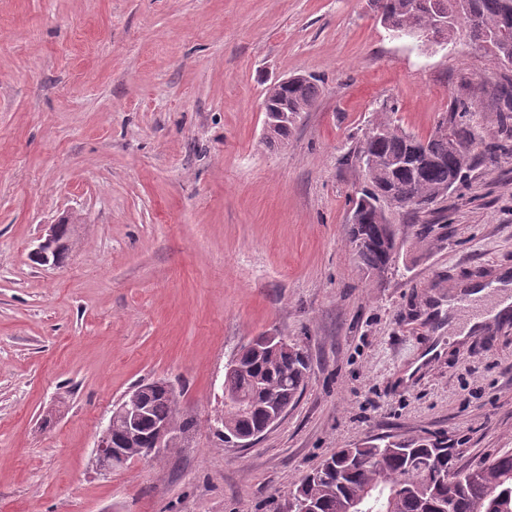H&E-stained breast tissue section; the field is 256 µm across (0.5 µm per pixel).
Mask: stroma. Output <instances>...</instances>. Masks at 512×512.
Returning <instances> with one entry per match:
<instances>
[{
  "instance_id": "35a3bbf8",
  "label": "stroma",
  "mask_w": 512,
  "mask_h": 512,
  "mask_svg": "<svg viewBox=\"0 0 512 512\" xmlns=\"http://www.w3.org/2000/svg\"><path fill=\"white\" fill-rule=\"evenodd\" d=\"M320 95L268 145L269 87ZM512 80L458 29L393 36L368 0H0V512H287L341 448L446 436L463 468L512 449V321L453 338L512 279ZM477 99L503 144L449 194L428 243L391 207L374 276L349 240L355 156L391 118L425 138ZM69 222L58 264L33 258ZM273 333L307 351L295 406L250 446L221 442L228 361ZM173 383L196 429L105 477L95 433L132 386Z\"/></svg>"
}]
</instances>
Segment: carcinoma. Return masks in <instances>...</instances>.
Masks as SVG:
<instances>
[{"instance_id": "1", "label": "carcinoma", "mask_w": 512, "mask_h": 512, "mask_svg": "<svg viewBox=\"0 0 512 512\" xmlns=\"http://www.w3.org/2000/svg\"><path fill=\"white\" fill-rule=\"evenodd\" d=\"M381 23L394 32L419 39L439 15L448 18V32L467 25L477 15L496 37L486 53L495 62L512 59V24L502 34L504 0H370ZM319 96L316 79L290 77L266 93L269 112L286 114L271 120L269 141H282L294 119L309 111ZM502 121L512 119V83L504 84L494 98ZM476 101L457 99L427 138L411 135L385 120L360 144L359 156L370 189L354 204L359 222L350 236L361 263L374 275L385 272L396 250V233L382 203L423 198L434 203L466 184L468 174L480 161H493L503 146L480 136L474 117ZM483 145L479 154L460 152L453 145ZM241 369L227 384L241 397L244 407L224 406L214 419L223 441L231 443L262 427L269 412L286 409L306 386L311 363L296 343L274 347L261 338L238 352ZM144 417L138 428L137 447L125 449L127 459L139 455L159 423L171 426L167 447L176 448L196 421L175 411L166 388L147 383L140 397ZM127 424L118 407L112 409V430L117 444L125 441ZM293 496L315 505L316 512H512V450L503 451L474 468L460 470L454 449L438 437L375 439L354 448H342L304 476Z\"/></svg>"}]
</instances>
